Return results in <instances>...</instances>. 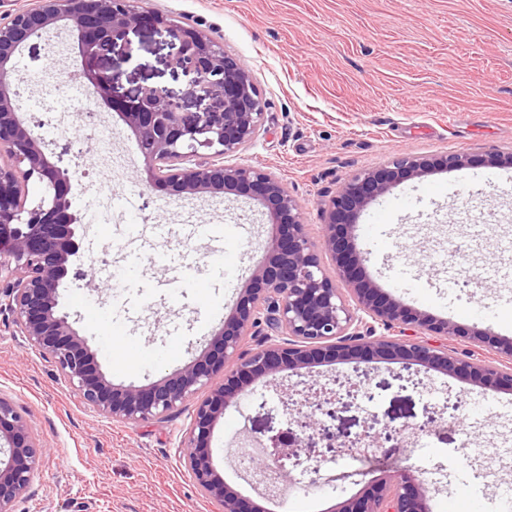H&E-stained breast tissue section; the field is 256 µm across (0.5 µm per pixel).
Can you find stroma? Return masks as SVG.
Masks as SVG:
<instances>
[{"mask_svg": "<svg viewBox=\"0 0 512 512\" xmlns=\"http://www.w3.org/2000/svg\"><path fill=\"white\" fill-rule=\"evenodd\" d=\"M147 9L201 29L252 71L264 102L256 138L230 161L276 174L297 200L311 238L320 207L352 175L403 156L470 155L467 172L436 170L392 185L389 197L417 201L381 225L378 244L358 238L363 271L405 305L512 337V168L485 164L512 152V0H142ZM175 48L161 28H133L103 61L114 72L115 98L146 87L184 101L190 75L173 69ZM46 38L32 39L14 60L23 112H34L30 76L45 68ZM42 135L55 142L60 114H43ZM126 157L109 175L89 146L99 130ZM71 146L79 193L74 207L91 218L93 192L134 191L136 217L177 224L243 228L232 278L214 264L223 242L187 236L176 263L145 265L135 276L150 306L118 302L112 289L68 276L62 309L115 385L148 386L199 358L202 342L234 311L237 297L276 236L251 197L220 194L174 200L157 191L131 131L115 112L63 137ZM194 268L195 287L180 304L170 287ZM360 374L370 403L342 398L325 405V430L300 433L295 447L304 481H288L287 512H328L387 471L410 467L421 451L435 481L432 512L466 497L464 473L481 476L484 499L512 488V391L476 387L421 367L373 360L353 368L323 363L284 371L276 386L255 385L217 422L211 452L218 472L243 495L254 489L231 454L241 442L267 441L288 427L283 389L332 386ZM0 397L14 402L46 444L20 512H218L201 496L179 457L190 409L164 420L117 422L84 407L53 360L0 324ZM379 434L381 450L354 462L337 480L341 443Z\"/></svg>", "mask_w": 512, "mask_h": 512, "instance_id": "stroma-1", "label": "stroma"}]
</instances>
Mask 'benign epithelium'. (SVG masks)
<instances>
[{
	"label": "benign epithelium",
	"instance_id": "benign-epithelium-1",
	"mask_svg": "<svg viewBox=\"0 0 512 512\" xmlns=\"http://www.w3.org/2000/svg\"><path fill=\"white\" fill-rule=\"evenodd\" d=\"M0 23V315L18 335L48 355L79 401L118 422L164 419L195 400L180 454L201 494L219 512H268L249 501L216 470L209 451L216 422L258 382L323 362L360 364L397 360L458 377L474 385L512 390V338L474 329L463 332L445 318L404 305L362 273L357 252V218L398 181L434 169L471 166L467 154L436 158L401 157L353 175L322 208L319 241L313 242L300 208L283 181L269 171L217 158L235 155L259 133L264 104L251 71L203 31L151 13L139 0H33L6 11ZM162 26L175 45L171 64L192 75L188 94L197 112H184L165 89L152 87L132 97L112 95L114 74L101 67L112 45L131 28ZM64 30L77 43L72 70L91 92L86 116L120 104L118 114L136 139L138 154L153 171L154 184L173 197L236 192L257 199L282 233L254 271L234 312L212 331L195 362L148 387L116 386L93 363V354L62 311L60 298L71 268L81 261L82 215L73 209L76 172L63 165L69 147L56 153L38 134L42 121L21 112L12 61L33 38ZM44 186L40 201L25 206L21 182ZM331 257L333 267L322 262ZM345 287L340 288L338 284ZM464 335L492 352L496 363L448 350V338ZM255 347L242 352L246 338ZM224 373V382L213 383ZM369 399L363 381L328 390L309 388L294 402L297 426L322 428L315 410L341 393ZM265 459L280 478L297 465L288 433L268 439ZM45 453L13 402L0 397V512H18ZM430 488L406 470L390 472L378 485L327 512H431Z\"/></svg>",
	"mask_w": 512,
	"mask_h": 512
}]
</instances>
